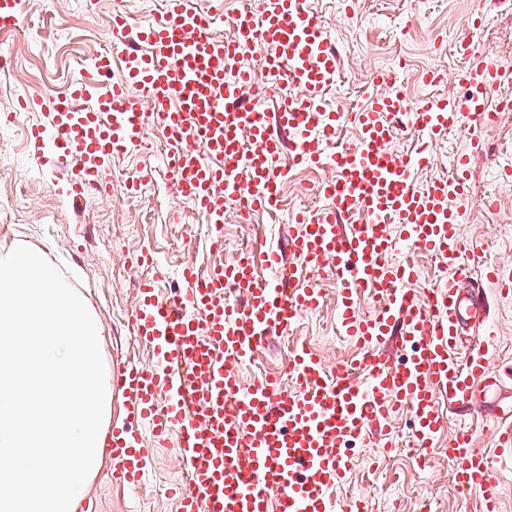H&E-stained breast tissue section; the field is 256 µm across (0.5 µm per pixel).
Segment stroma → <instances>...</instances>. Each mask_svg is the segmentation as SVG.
I'll use <instances>...</instances> for the list:
<instances>
[{"mask_svg": "<svg viewBox=\"0 0 512 512\" xmlns=\"http://www.w3.org/2000/svg\"><path fill=\"white\" fill-rule=\"evenodd\" d=\"M163 7L164 0H21L25 27L0 29V51L11 62L0 72V113L12 111L22 97L66 92L80 66L109 47L113 13L128 16L133 44L135 28L160 18ZM309 8L339 57L338 81L326 96L332 110L363 102L369 76L378 69L398 67L395 89L412 103L460 92L458 72L485 57L512 71V0H356L351 7L345 0H309ZM472 17L482 18V26L471 27ZM462 41L470 43L472 56L457 54ZM432 68L446 71L448 83L424 84L422 76ZM47 119L43 112H23L0 126V256L23 244L59 266L101 321L102 358L114 369L153 363L129 322L142 280L154 279L167 295L181 288L178 271L187 261L204 269L218 257L232 260L245 242L284 245L298 230L288 221L290 212L319 207L316 189L332 177L328 170H292L280 214H259L249 224L239 223L232 202H225L224 251L218 256L201 229V215L190 202L176 198L161 165L167 141L159 124L148 128L150 149L113 157L106 171L108 195L91 189L75 197L70 193L75 175L58 164L51 144L33 145L27 138L30 126ZM475 142L480 145L476 152L471 149ZM463 151L471 155L468 219L461 227L470 273L480 277L489 264L512 273V183L500 176L512 166V112L500 113L493 128L456 127L438 143L433 166L416 173V182L447 176L454 156ZM489 196L496 201L491 208L483 205ZM145 250L157 257L155 267L138 266L136 258ZM311 284L322 289L323 307L302 315L288 336L273 337L253 365L240 371L243 384L260 374L283 373L289 348L302 343L330 365L353 355L354 344L336 333L333 280L318 277ZM481 290L487 320L470 328L467 337L475 344L492 335L485 358L503 373L502 390L482 414L450 410L447 429L471 426L474 448L487 453L494 446L495 410L512 403V296L491 283ZM393 430L395 448L351 445L353 466L335 499L369 496L379 512H419L424 504L431 512H481L479 493L457 499L446 458L433 452L428 464H418L408 446V416H396ZM111 470V460H104L83 497L97 512H175L167 490L183 477L176 449H157L144 481L133 489L113 485Z\"/></svg>", "mask_w": 512, "mask_h": 512, "instance_id": "35a3bbf8", "label": "stroma"}]
</instances>
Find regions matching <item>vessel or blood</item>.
I'll return each mask as SVG.
<instances>
[{
  "label": "vessel or blood",
  "instance_id": "obj_1",
  "mask_svg": "<svg viewBox=\"0 0 512 512\" xmlns=\"http://www.w3.org/2000/svg\"><path fill=\"white\" fill-rule=\"evenodd\" d=\"M221 14L201 0H166L163 16L138 29L144 51L127 53L122 80L95 106L78 101L111 71L108 53L84 68L69 93L17 104L16 112L48 108L50 126H32L30 136L51 141L75 170L76 196L88 186L107 193L105 164L142 149L155 118L169 138L167 174L177 196L217 227L228 200L245 199L252 213L279 212L293 167L336 173L319 188V212H292L300 230L285 246L250 248L204 275L184 264L183 287L169 299L153 282L140 284L130 323L155 362L125 367L118 377L133 423L103 443L113 481L139 486L153 449L173 447L187 476L170 490L176 512H334L333 492L352 468L349 441L390 446V420L403 411L418 454L438 448L448 458L455 494L481 491L483 512H498L491 462L474 449L470 428L444 434V404L469 406L501 389L482 348L464 361L456 355L467 321L482 317L483 299L454 287L416 295L409 285L419 270L393 259L388 227L400 225L411 246L469 279L460 234L469 155L454 159L451 175L422 186L412 173L432 164L449 130L483 122L492 92L512 84V72L487 58L460 74L462 94L412 104L394 91L395 71L381 70L365 103L331 111L323 98L338 56L305 0H262L259 11H237L224 39L214 34ZM258 45L268 49L258 68L242 66ZM284 83L289 93L267 108L269 91ZM135 87L141 96L132 95ZM401 122L417 133L405 155L389 149ZM348 126L357 142L337 143ZM311 272L333 278L337 326L355 355L328 367L302 346L288 358L294 389L267 374L242 386L236 368L322 307L321 289L302 284ZM363 294L379 300L375 312L361 313ZM397 349L404 359L394 357ZM140 424L150 427L151 445Z\"/></svg>",
  "mask_w": 512,
  "mask_h": 512
}]
</instances>
